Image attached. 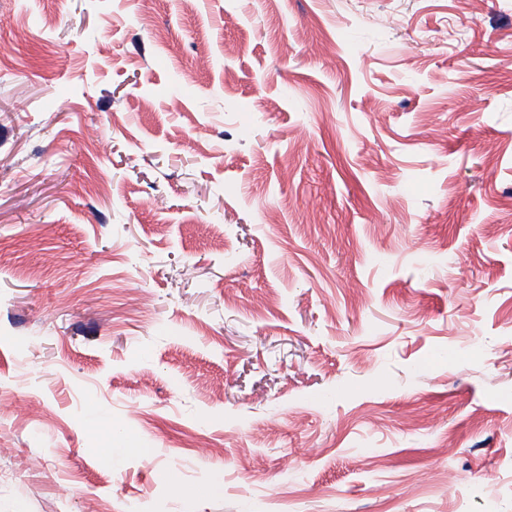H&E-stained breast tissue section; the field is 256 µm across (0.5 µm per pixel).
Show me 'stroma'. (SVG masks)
Returning <instances> with one entry per match:
<instances>
[{
	"label": "stroma",
	"instance_id": "1",
	"mask_svg": "<svg viewBox=\"0 0 512 512\" xmlns=\"http://www.w3.org/2000/svg\"><path fill=\"white\" fill-rule=\"evenodd\" d=\"M132 503L512 512V0H0V512Z\"/></svg>",
	"mask_w": 512,
	"mask_h": 512
}]
</instances>
